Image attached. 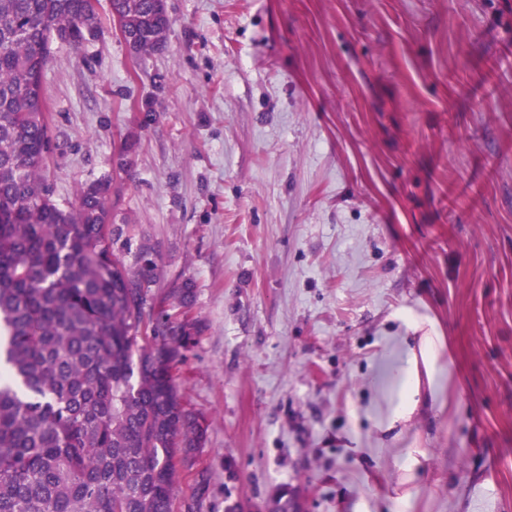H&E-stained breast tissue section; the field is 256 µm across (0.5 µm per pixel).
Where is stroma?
<instances>
[{
    "label": "stroma",
    "mask_w": 512,
    "mask_h": 512,
    "mask_svg": "<svg viewBox=\"0 0 512 512\" xmlns=\"http://www.w3.org/2000/svg\"><path fill=\"white\" fill-rule=\"evenodd\" d=\"M164 49L53 43L54 199L110 174L112 221L194 285L173 365L211 485L179 512H512V0H166ZM433 322L443 409L380 427ZM426 459V454L421 448H408L406 455V463L404 466L405 475L399 481L397 487L394 488L395 495L391 496V502L394 509L392 512H400L405 510H397L404 507L414 496V491L410 486H407L418 475L422 473V460Z\"/></svg>",
    "instance_id": "stroma-1"
}]
</instances>
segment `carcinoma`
I'll return each instance as SVG.
<instances>
[{
    "instance_id": "cac0c4a2",
    "label": "carcinoma",
    "mask_w": 512,
    "mask_h": 512,
    "mask_svg": "<svg viewBox=\"0 0 512 512\" xmlns=\"http://www.w3.org/2000/svg\"><path fill=\"white\" fill-rule=\"evenodd\" d=\"M88 0H0V512H174L180 469L210 485L197 454L207 428L174 384L180 350L203 326L156 320L139 344L157 257L112 223L113 177L53 199L42 82L51 45L80 48L98 31ZM135 36L161 50L166 0H112ZM193 289H170L186 307Z\"/></svg>"
}]
</instances>
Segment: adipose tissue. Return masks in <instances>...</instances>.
I'll list each match as a JSON object with an SVG mask.
<instances>
[{"mask_svg": "<svg viewBox=\"0 0 512 512\" xmlns=\"http://www.w3.org/2000/svg\"><path fill=\"white\" fill-rule=\"evenodd\" d=\"M401 320L407 331L415 333L416 339L408 358L395 372L400 392L384 425L388 432L402 431L425 409L428 401L425 382L436 375L444 350L443 339L434 326L410 314L402 315Z\"/></svg>", "mask_w": 512, "mask_h": 512, "instance_id": "ef3b65f1", "label": "adipose tissue"}]
</instances>
